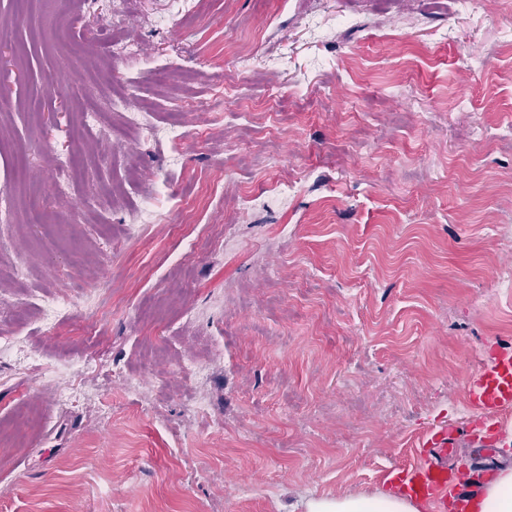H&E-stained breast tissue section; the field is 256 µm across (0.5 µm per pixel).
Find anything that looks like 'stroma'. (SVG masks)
<instances>
[{
    "instance_id": "1",
    "label": "stroma",
    "mask_w": 512,
    "mask_h": 512,
    "mask_svg": "<svg viewBox=\"0 0 512 512\" xmlns=\"http://www.w3.org/2000/svg\"><path fill=\"white\" fill-rule=\"evenodd\" d=\"M458 3L131 0L186 81L96 60L110 0H0V428L41 412L0 512H306L468 417L512 344V0ZM131 84L188 144L105 108Z\"/></svg>"
}]
</instances>
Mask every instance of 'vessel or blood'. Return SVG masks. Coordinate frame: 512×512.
I'll return each instance as SVG.
<instances>
[{
    "instance_id": "vessel-or-blood-1",
    "label": "vessel or blood",
    "mask_w": 512,
    "mask_h": 512,
    "mask_svg": "<svg viewBox=\"0 0 512 512\" xmlns=\"http://www.w3.org/2000/svg\"><path fill=\"white\" fill-rule=\"evenodd\" d=\"M467 390V419L420 435L415 459L392 471L395 491L427 512H471L467 478L451 462L461 441H469L483 453L512 445V434L499 421L512 410V346L494 342L481 348Z\"/></svg>"
}]
</instances>
